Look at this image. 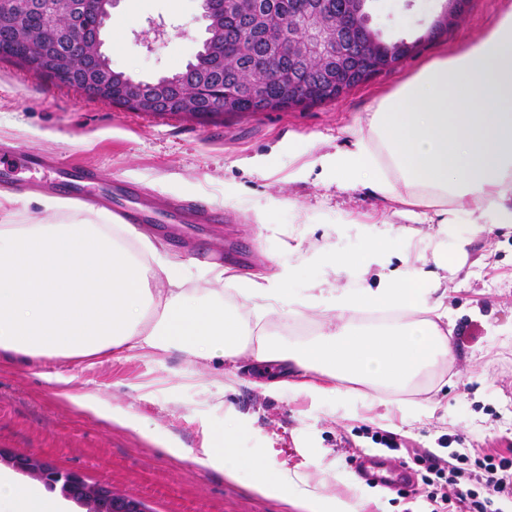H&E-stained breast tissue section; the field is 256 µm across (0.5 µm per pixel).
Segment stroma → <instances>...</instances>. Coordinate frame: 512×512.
Masks as SVG:
<instances>
[{
	"label": "stroma",
	"mask_w": 512,
	"mask_h": 512,
	"mask_svg": "<svg viewBox=\"0 0 512 512\" xmlns=\"http://www.w3.org/2000/svg\"><path fill=\"white\" fill-rule=\"evenodd\" d=\"M501 6L502 0H469L448 32L432 39L428 29L441 0H373L371 28L384 41L414 46L400 64L332 102L207 120L107 104L0 60V155L8 162L0 190L18 197L16 223L59 222L40 205L37 189L56 177L40 159L61 158L95 170L90 189L98 195L127 188L142 200L203 204L213 221L173 214L149 225L186 278L195 279L201 264L211 261L234 266L242 276L291 262L290 287L303 293L329 275L312 254L353 259L365 244L367 221L403 227L398 199L408 190L398 186L395 200L363 187L342 191L334 177L319 171L289 180L299 164L288 154L289 141L317 155L350 148V127L365 121L377 99L429 60L481 36ZM152 19L165 24L163 40L149 32ZM206 37L198 0H119L104 28L103 50L114 70L153 82L195 61ZM257 156L267 161L265 173L251 165ZM259 212L261 225L255 221ZM461 235L468 244L459 263L447 269L436 264L435 250L453 251ZM388 261L393 269L425 267L439 281L449 313L439 327L454 343L448 363L403 393L347 380L339 388L357 394L341 400L268 393L253 387L266 367L248 355L225 364L220 374L178 351L68 363L0 359V448L79 471L88 483L143 501L150 512H303L293 501L253 490L250 466L258 460L304 475L326 498L357 504L359 512H427L417 494L360 479L352 461L387 455L372 435L385 431L383 417L395 413L401 398L433 409L428 419L396 426L404 460L430 452L473 461L492 450L512 451V225L483 228L464 217L441 247L402 239ZM327 319L307 308L285 324L269 320L264 330L269 340L300 345L315 338ZM57 372L66 383L49 382ZM225 380L233 390H222ZM87 392L135 413L160 442L71 404V397ZM230 415L242 466L235 480L195 460L208 433ZM166 440L183 447L184 455L168 454Z\"/></svg>",
	"instance_id": "35a3bbf8"
}]
</instances>
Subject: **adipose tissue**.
Listing matches in <instances>:
<instances>
[{
  "instance_id": "adipose-tissue-1",
  "label": "adipose tissue",
  "mask_w": 512,
  "mask_h": 512,
  "mask_svg": "<svg viewBox=\"0 0 512 512\" xmlns=\"http://www.w3.org/2000/svg\"><path fill=\"white\" fill-rule=\"evenodd\" d=\"M335 174L338 188L359 186L392 196L410 187L402 203L428 208L436 234L461 216L476 223L512 224V0H504L486 32L452 56L425 65L381 98L350 149L315 157L299 167ZM18 198L0 191V355L33 359H118L179 350L223 365L249 355L281 365L280 386L318 397L338 394L337 380L401 391L438 362L452 344L439 328L448 309L427 270L411 266L382 275L378 288H341L354 268L382 264L405 237L385 221L372 223L358 262L325 252L336 279L290 293L294 269L243 279L222 264L201 269L192 288L176 261L144 229L104 210L47 196L45 210L72 216L69 224H14ZM334 313L337 321L302 345L256 336L267 317H295L301 308ZM385 308L402 320L364 330L354 313ZM233 423L211 432L200 451L203 466L237 475ZM256 488L304 503L307 512H356L329 502L299 474L254 462ZM0 512H66L53 494L0 470Z\"/></svg>"
}]
</instances>
